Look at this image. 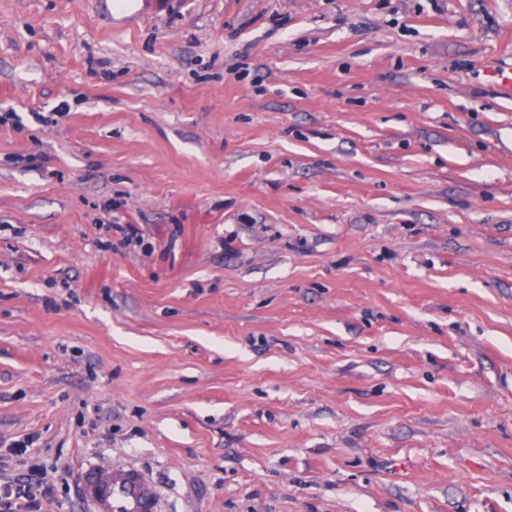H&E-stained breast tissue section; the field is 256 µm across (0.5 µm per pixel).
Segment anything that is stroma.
I'll return each mask as SVG.
<instances>
[{
  "label": "stroma",
  "mask_w": 512,
  "mask_h": 512,
  "mask_svg": "<svg viewBox=\"0 0 512 512\" xmlns=\"http://www.w3.org/2000/svg\"><path fill=\"white\" fill-rule=\"evenodd\" d=\"M500 70L512 0H0V485L512 512ZM81 495L94 512H155V491L132 469H87L80 475Z\"/></svg>",
  "instance_id": "35a3bbf8"
}]
</instances>
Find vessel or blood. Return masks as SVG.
Wrapping results in <instances>:
<instances>
[{"instance_id": "b4317fda", "label": "vessel or blood", "mask_w": 512, "mask_h": 512, "mask_svg": "<svg viewBox=\"0 0 512 512\" xmlns=\"http://www.w3.org/2000/svg\"><path fill=\"white\" fill-rule=\"evenodd\" d=\"M82 496L93 512H156L155 491L132 469H88L80 475Z\"/></svg>"}]
</instances>
